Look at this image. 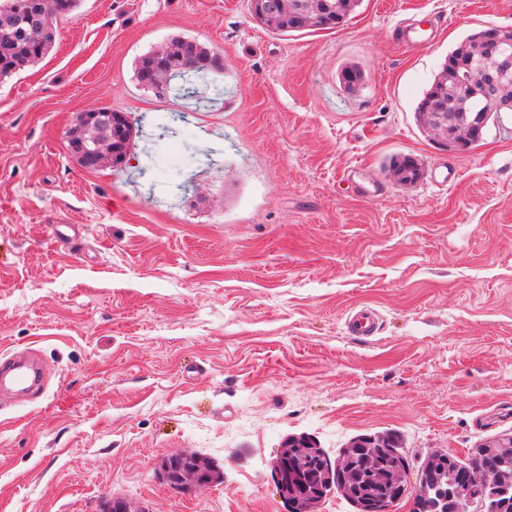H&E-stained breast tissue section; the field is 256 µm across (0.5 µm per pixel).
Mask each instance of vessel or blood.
I'll return each mask as SVG.
<instances>
[{
  "instance_id": "obj_1",
  "label": "vessel or blood",
  "mask_w": 512,
  "mask_h": 512,
  "mask_svg": "<svg viewBox=\"0 0 512 512\" xmlns=\"http://www.w3.org/2000/svg\"><path fill=\"white\" fill-rule=\"evenodd\" d=\"M433 24L410 23L399 27L398 37L405 43L427 45L433 38ZM350 334L370 337L379 330L376 313L362 309L347 320ZM46 388V369L33 350L13 351L0 356V404L13 401L32 402L40 398Z\"/></svg>"
}]
</instances>
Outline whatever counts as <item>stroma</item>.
Masks as SVG:
<instances>
[{"mask_svg":"<svg viewBox=\"0 0 512 512\" xmlns=\"http://www.w3.org/2000/svg\"><path fill=\"white\" fill-rule=\"evenodd\" d=\"M427 15L430 45L393 39ZM490 25L512 28V0H360L292 34L247 0H82L57 23L0 83V354L39 349L51 373L38 403L0 411V512H288L271 463L289 435L464 458L512 434V112L464 154L415 112ZM176 36L222 69L143 90L136 59ZM101 105L134 134L123 166L89 170L66 135ZM361 307L380 315L365 339L344 325ZM180 450L221 480L169 488Z\"/></svg>","mask_w":512,"mask_h":512,"instance_id":"1","label":"stroma"}]
</instances>
